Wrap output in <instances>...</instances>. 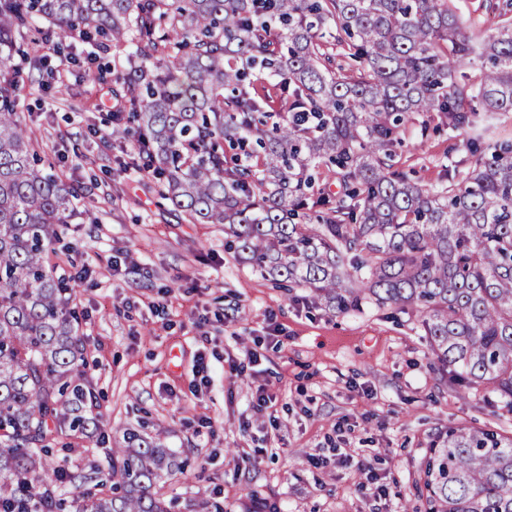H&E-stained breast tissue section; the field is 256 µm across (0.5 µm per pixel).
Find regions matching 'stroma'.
I'll return each mask as SVG.
<instances>
[{
  "label": "stroma",
  "mask_w": 512,
  "mask_h": 512,
  "mask_svg": "<svg viewBox=\"0 0 512 512\" xmlns=\"http://www.w3.org/2000/svg\"><path fill=\"white\" fill-rule=\"evenodd\" d=\"M46 54L45 91L25 90L20 116L52 173L80 184L92 224L68 225L92 408L106 435L72 440V471L103 462L128 431L184 460L161 489L176 512H424L431 444L462 424L512 437V412L439 368L418 321L365 305L336 316L306 288L276 287L224 247V228L191 224L133 168L132 141L112 137L121 86L102 82L112 52L72 37ZM466 133L415 113L396 159L438 188L474 165ZM245 377L229 366L247 348ZM212 380L195 387L198 358ZM271 407H253L258 388Z\"/></svg>",
  "instance_id": "35a3bbf8"
}]
</instances>
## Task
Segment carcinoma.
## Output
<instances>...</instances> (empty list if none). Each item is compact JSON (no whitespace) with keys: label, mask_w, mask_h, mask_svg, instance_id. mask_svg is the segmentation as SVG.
<instances>
[{"label":"carcinoma","mask_w":512,"mask_h":512,"mask_svg":"<svg viewBox=\"0 0 512 512\" xmlns=\"http://www.w3.org/2000/svg\"><path fill=\"white\" fill-rule=\"evenodd\" d=\"M41 22L46 37L124 48L112 136L135 142L189 223L224 225L254 271L338 315L414 314L435 362L512 409V144L440 189L395 162L416 112L464 132L477 112H512V24L477 48L456 0H0V512H173L156 485L184 467L130 432L105 466L62 468L65 439L100 426L50 256L63 226L95 217L40 166L17 112L21 83L43 87ZM331 28L356 69L324 50ZM476 59L475 79L458 75ZM262 79L284 111L266 110ZM424 487L426 512H512V439L448 427Z\"/></svg>","instance_id":"1"}]
</instances>
